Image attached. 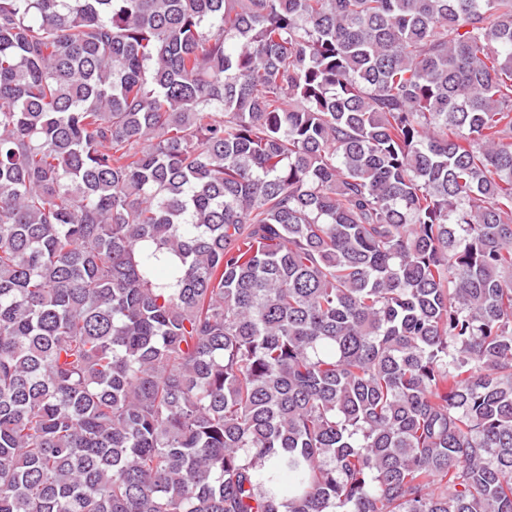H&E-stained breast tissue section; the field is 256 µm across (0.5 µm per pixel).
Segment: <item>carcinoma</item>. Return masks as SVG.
I'll use <instances>...</instances> for the list:
<instances>
[{
  "mask_svg": "<svg viewBox=\"0 0 512 512\" xmlns=\"http://www.w3.org/2000/svg\"><path fill=\"white\" fill-rule=\"evenodd\" d=\"M0 512H512V0H0Z\"/></svg>",
  "mask_w": 512,
  "mask_h": 512,
  "instance_id": "obj_1",
  "label": "carcinoma"
}]
</instances>
